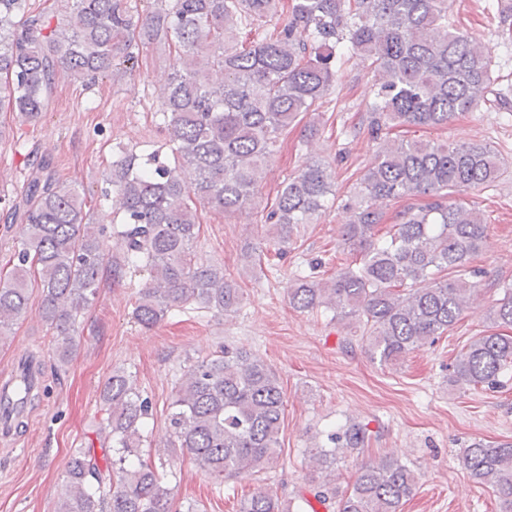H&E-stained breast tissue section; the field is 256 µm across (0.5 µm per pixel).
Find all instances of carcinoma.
<instances>
[{"mask_svg":"<svg viewBox=\"0 0 512 512\" xmlns=\"http://www.w3.org/2000/svg\"><path fill=\"white\" fill-rule=\"evenodd\" d=\"M136 2L66 0L47 11L28 0H0V76H6L0 102L8 101L21 121H32L60 77L93 80L156 38L173 47V72L159 99L176 144L174 159L188 165L189 180L159 150L113 162L108 178L123 212L112 232L124 244V264L146 268L151 277L136 301L137 322L149 329L172 308L193 303L224 317L239 311L243 294L236 281L195 254L197 206L230 214L254 208L267 155L329 95L347 42L373 73L368 127L378 162L360 177L353 221L340 231L351 261L325 282L298 280L288 289L289 302L355 321L361 347L383 367L448 333L476 293L466 275L488 231L479 212L448 196L489 187L502 163L481 142L413 141L393 131L446 126L491 95L499 108L509 107L481 44L448 24L449 0H290L282 27L269 25L282 0H155L159 7L144 15ZM243 29L252 39H239ZM334 180L335 171L316 160L289 176L264 218L270 225L265 249L247 250L246 262L272 266L287 253L300 225L324 213ZM409 196L427 202L398 212L378 236L383 206ZM10 210L23 241L10 277L0 282V340L27 317L35 284L41 318L56 333V352L66 363L78 349V313L96 297L108 266L103 229L85 222L79 192L45 162L32 169ZM490 321L512 328V284ZM510 368L512 335L485 334L456 357L448 384L494 385ZM40 377L25 362L0 387L6 429L22 425L26 406L38 398ZM100 399L112 447L101 459L89 449L72 455L54 512H177L164 464L142 458L149 400L120 370L103 384ZM284 416L276 371L246 348L226 345L186 370L167 416L166 447L186 450L220 482L252 475L277 457ZM330 441L363 448L369 433L352 424L330 434ZM310 461L329 471L313 497L336 512H401L416 488L413 470L392 456L362 465L343 490L336 486V449L317 446ZM463 464L492 488L499 512H512V440H475ZM241 512H293L292 501L260 490L243 501Z\"/></svg>","mask_w":512,"mask_h":512,"instance_id":"cac0c4a2","label":"carcinoma"}]
</instances>
